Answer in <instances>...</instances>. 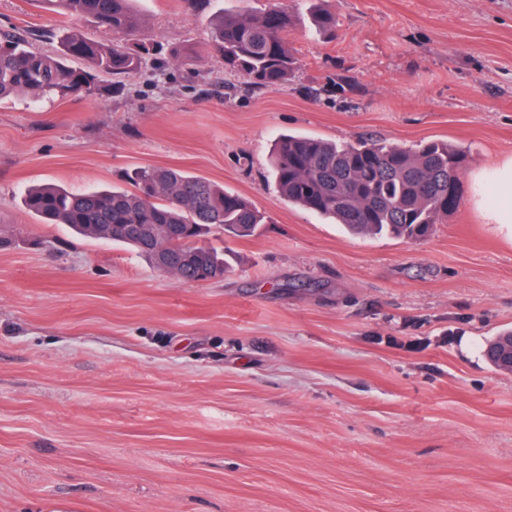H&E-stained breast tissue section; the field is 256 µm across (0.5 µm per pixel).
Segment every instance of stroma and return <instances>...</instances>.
<instances>
[{
  "instance_id": "35a3bbf8",
  "label": "stroma",
  "mask_w": 512,
  "mask_h": 512,
  "mask_svg": "<svg viewBox=\"0 0 512 512\" xmlns=\"http://www.w3.org/2000/svg\"><path fill=\"white\" fill-rule=\"evenodd\" d=\"M286 10L297 61L257 90L208 41L218 11ZM135 0L150 45L103 96L0 101V512H512V224L487 216L512 160V0ZM110 30L0 0V33L49 55ZM295 133L464 148L461 204L423 240L348 232L284 200ZM175 168L246 199L187 282L129 246L28 213V187L126 189ZM499 336L511 337L488 342L484 350V356L496 369L512 373V331H505Z\"/></svg>"
}]
</instances>
